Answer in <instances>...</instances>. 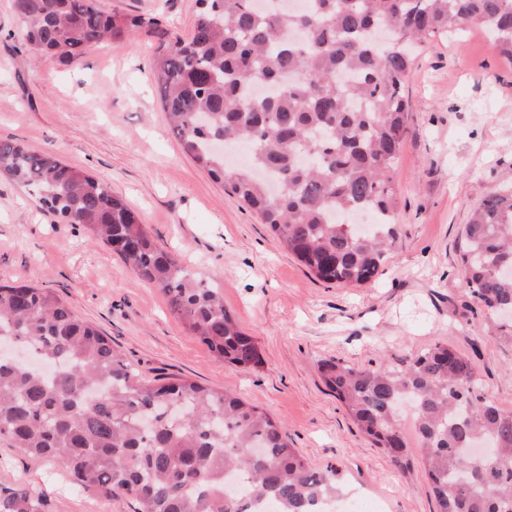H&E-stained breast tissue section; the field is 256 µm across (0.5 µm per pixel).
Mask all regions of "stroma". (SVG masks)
Returning <instances> with one entry per match:
<instances>
[{
  "mask_svg": "<svg viewBox=\"0 0 512 512\" xmlns=\"http://www.w3.org/2000/svg\"><path fill=\"white\" fill-rule=\"evenodd\" d=\"M189 36L196 0H98ZM157 42L139 30L73 59L35 58L14 0H0V140L50 152L108 183L157 245L221 288L262 362L217 361L164 294L87 231L42 211L0 178V284L51 289L95 324L146 379L188 376L244 398L279 422L293 448L335 466L342 487L383 512H436L411 419L410 463L374 446L325 387L318 366L339 358L399 366L432 344L469 358L485 397L512 411V342L488 331L461 273L465 224L512 181V61L478 28L449 29L418 50L405 86L408 129L396 167L400 238L375 281L319 280L267 225L184 155L154 77ZM0 484L47 495L52 512H134L131 500L76 492L54 463L0 441Z\"/></svg>",
  "mask_w": 512,
  "mask_h": 512,
  "instance_id": "obj_1",
  "label": "stroma"
}]
</instances>
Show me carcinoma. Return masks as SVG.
<instances>
[{
    "instance_id": "1",
    "label": "carcinoma",
    "mask_w": 512,
    "mask_h": 512,
    "mask_svg": "<svg viewBox=\"0 0 512 512\" xmlns=\"http://www.w3.org/2000/svg\"><path fill=\"white\" fill-rule=\"evenodd\" d=\"M184 40L95 0H14L30 51L62 58L148 28L155 79L183 152L254 211L314 275L371 281L398 239L395 165L407 130L410 47L450 27L485 30L512 59V0H197ZM239 145L244 169L224 162ZM0 172L64 224H78L159 288L224 363H261L220 289L161 250L102 180L50 152L0 141ZM464 281L487 314L512 308V183L465 226ZM0 342L54 366L43 376L0 354V439L45 458L76 488L127 498L138 512H312L341 489L269 415L177 377L147 384L109 339L54 292L0 284ZM328 390L376 447L406 459L398 405L412 404L437 512H512V411L487 400L470 361L442 344L401 367L330 359ZM0 512H51L44 494L0 486Z\"/></svg>"
}]
</instances>
